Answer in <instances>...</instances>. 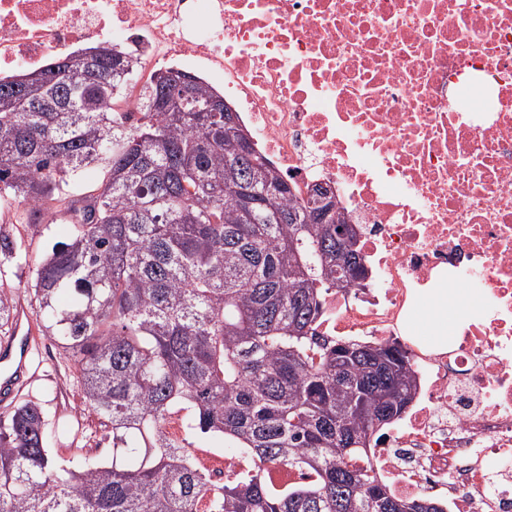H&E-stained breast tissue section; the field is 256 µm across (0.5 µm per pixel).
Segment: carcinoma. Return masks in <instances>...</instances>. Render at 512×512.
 Here are the masks:
<instances>
[{"mask_svg": "<svg viewBox=\"0 0 512 512\" xmlns=\"http://www.w3.org/2000/svg\"><path fill=\"white\" fill-rule=\"evenodd\" d=\"M62 75L0 78V213L69 218L70 242L40 261L0 224V277L29 269L43 335L77 372L84 410L111 428L112 461L55 455L56 428L28 400L0 413V512H446L373 475V415L390 425L418 379L397 341L319 331L344 279L334 224L282 174L243 153L219 92L190 72L188 95L153 73L125 126L137 61L109 46L59 60ZM96 166L103 179L88 187ZM16 305L0 284V335ZM188 411L181 437L167 418ZM219 434L251 467L213 480L191 438ZM310 481L274 489L270 466Z\"/></svg>", "mask_w": 512, "mask_h": 512, "instance_id": "obj_1", "label": "carcinoma"}]
</instances>
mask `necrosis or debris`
<instances>
[{
    "mask_svg": "<svg viewBox=\"0 0 512 512\" xmlns=\"http://www.w3.org/2000/svg\"><path fill=\"white\" fill-rule=\"evenodd\" d=\"M83 44L202 71L298 197L337 187L369 277L322 333L403 336L421 289L465 288L370 460L398 496L512 512V0H0V74Z\"/></svg>",
    "mask_w": 512,
    "mask_h": 512,
    "instance_id": "necrosis-or-debris-1",
    "label": "necrosis or debris"
}]
</instances>
